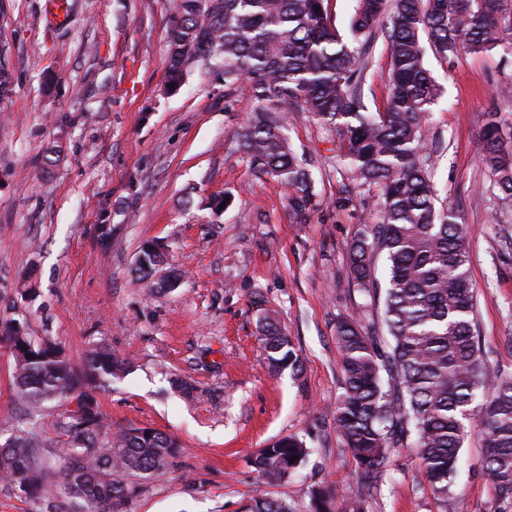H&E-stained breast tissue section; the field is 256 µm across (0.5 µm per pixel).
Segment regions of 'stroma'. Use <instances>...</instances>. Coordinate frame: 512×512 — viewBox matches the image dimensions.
<instances>
[{"instance_id": "1", "label": "stroma", "mask_w": 512, "mask_h": 512, "mask_svg": "<svg viewBox=\"0 0 512 512\" xmlns=\"http://www.w3.org/2000/svg\"><path fill=\"white\" fill-rule=\"evenodd\" d=\"M67 25L44 0H0V318L60 343L74 364L102 343L132 368L98 391L107 431L149 427L177 438L167 473L143 482L132 512H249L256 494L309 512L310 490L348 504L356 463L333 426L342 374L336 326L345 314L378 319L354 291L345 248L378 220L377 190L336 211L345 182L329 129L308 113L288 115L289 136L316 160L320 210L288 218L287 190L258 177L235 133L252 99L250 82L225 89L217 71L193 69L167 92L173 0H69ZM426 63L443 88L422 129L439 150L434 179L468 226L475 322L487 373L512 372V202L490 191L479 158L489 112L512 121V52H463ZM388 45L378 40L367 73L370 108L386 103ZM230 197L223 212L208 201ZM112 235L101 239V225ZM168 248L178 286L151 291L133 273L143 242ZM37 298L20 297L22 287ZM272 313L303 363L299 378L270 373L258 323ZM14 359L0 347V444L26 409ZM194 382L184 398L171 381ZM47 407L34 431L43 465L59 481L68 438ZM287 435L310 455L296 473L267 481L248 460ZM393 478L366 512H437L413 450L392 460ZM454 491L457 512H490L483 435L471 428ZM0 512H80L63 495L31 499L0 482Z\"/></svg>"}]
</instances>
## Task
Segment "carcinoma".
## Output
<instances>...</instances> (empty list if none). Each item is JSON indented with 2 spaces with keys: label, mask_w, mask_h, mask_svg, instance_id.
Masks as SVG:
<instances>
[{
  "label": "carcinoma",
  "mask_w": 512,
  "mask_h": 512,
  "mask_svg": "<svg viewBox=\"0 0 512 512\" xmlns=\"http://www.w3.org/2000/svg\"><path fill=\"white\" fill-rule=\"evenodd\" d=\"M504 30H512V0H355L344 33L332 24L329 0H176L167 83L178 89L190 70L217 61L224 87L242 79L253 84L239 147L256 174L287 187L295 223H309L319 200L312 160L288 138L290 112L309 113L335 136L336 166L348 180L336 210L352 205L355 188L378 190L379 221L351 238L346 267L356 292L382 302L381 323L366 327L360 316L348 315L336 330L342 392L333 425L358 475L350 512H364L398 448L414 450L438 512H448L473 416L484 438L492 512H512V374L497 375L490 386L481 378L466 225L452 206L440 204L421 134L441 95L426 52L445 60L466 50L508 53ZM380 38L390 53L388 96L384 111L373 112L364 86ZM480 159L493 194L512 200V122L496 112L488 113ZM163 257L154 241L138 255L136 276L152 289L179 281L174 273L167 282L153 280ZM380 257L383 284L376 276ZM262 335L271 372L299 378L300 356L274 318H264ZM0 344L14 358V386L28 418L52 403L76 404L63 421L70 448L61 482L48 487L26 424L0 445V480L29 498L53 491L76 499L84 512H131L141 481L169 470L180 444L148 427L103 431L96 393L126 372V360L97 343L75 366L54 341H33L16 318L0 322ZM308 455L306 443L288 435L258 450L249 464L272 481L294 473ZM250 512L292 510L260 494ZM310 512H335L328 489H311Z\"/></svg>",
  "instance_id": "1"
}]
</instances>
